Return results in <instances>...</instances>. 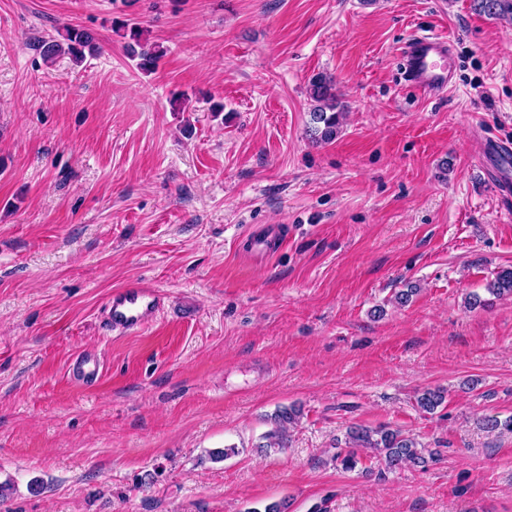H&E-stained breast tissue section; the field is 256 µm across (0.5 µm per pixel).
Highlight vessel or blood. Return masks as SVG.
<instances>
[{"mask_svg":"<svg viewBox=\"0 0 512 512\" xmlns=\"http://www.w3.org/2000/svg\"><path fill=\"white\" fill-rule=\"evenodd\" d=\"M400 55L419 90L432 94L447 89L453 73L448 42L439 34L415 36L406 40ZM165 304L163 294L156 288L134 283L114 290L105 307V318L112 330L130 332L152 323ZM72 379L85 386H95L102 377V365L98 359L82 356L69 366Z\"/></svg>","mask_w":512,"mask_h":512,"instance_id":"vessel-or-blood-1","label":"vessel or blood"}]
</instances>
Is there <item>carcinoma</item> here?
Wrapping results in <instances>:
<instances>
[{
  "label": "carcinoma",
  "mask_w": 512,
  "mask_h": 512,
  "mask_svg": "<svg viewBox=\"0 0 512 512\" xmlns=\"http://www.w3.org/2000/svg\"><path fill=\"white\" fill-rule=\"evenodd\" d=\"M474 9L489 16L512 19V0H474ZM119 29L123 30L121 36L127 39L128 54L139 59V68L145 71L154 69L162 51L158 48H142V27L126 20L120 23ZM38 49L47 62L51 63L58 56L67 54L75 62L80 63L86 54H92L97 50V44L89 32L69 25L57 32V36L41 41ZM310 97L313 101L311 116L315 123L314 136L328 142L336 137L341 117V113L337 111L336 94L333 92L331 81L322 75L314 76L310 81ZM488 291L498 296L512 295V268L500 270L494 281L488 285ZM444 400L442 391L426 389L417 397V405L421 410L431 413L441 406ZM298 414L300 410L291 406L281 408L271 415L273 428L263 436L264 442L259 444V447H287L288 426L297 421ZM350 439L356 448H370L375 451L378 461L389 469L408 464L424 468L428 463L424 449L418 447L414 439L398 429L371 430L356 427L350 431Z\"/></svg>",
  "instance_id": "carcinoma-1"
}]
</instances>
